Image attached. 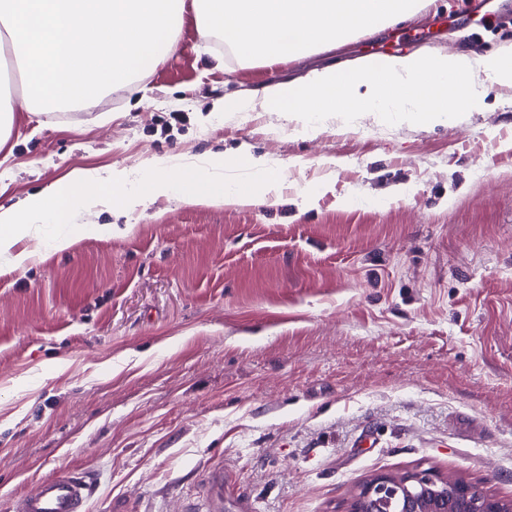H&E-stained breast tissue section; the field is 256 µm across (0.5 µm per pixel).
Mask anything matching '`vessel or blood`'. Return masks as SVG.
I'll list each match as a JSON object with an SVG mask.
<instances>
[{
  "instance_id": "vessel-or-blood-1",
  "label": "vessel or blood",
  "mask_w": 512,
  "mask_h": 512,
  "mask_svg": "<svg viewBox=\"0 0 512 512\" xmlns=\"http://www.w3.org/2000/svg\"><path fill=\"white\" fill-rule=\"evenodd\" d=\"M90 492L85 473L68 472L34 485L14 501L12 512H86Z\"/></svg>"
}]
</instances>
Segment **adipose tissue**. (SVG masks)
<instances>
[{"mask_svg":"<svg viewBox=\"0 0 512 512\" xmlns=\"http://www.w3.org/2000/svg\"><path fill=\"white\" fill-rule=\"evenodd\" d=\"M493 84H512V49L485 57L412 53L371 58L350 70L326 67L296 83L272 80L258 103L224 97L219 109L246 112L259 104L271 112L304 116L309 126L327 112L396 113L408 122L428 124L448 112L472 111ZM238 167L248 169L251 180L225 183L224 170ZM284 182L283 171L248 153L214 157L206 167H184L173 174L156 164L135 180L124 169L76 172L21 205L0 208V255L24 265L30 255L15 246L33 225L74 223L110 198L126 209L144 208L172 195L192 205L244 206L279 200Z\"/></svg>","mask_w":512,"mask_h":512,"instance_id":"obj_1","label":"adipose tissue"}]
</instances>
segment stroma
I'll return each mask as SVG.
<instances>
[{"instance_id": "1", "label": "stroma", "mask_w": 512, "mask_h": 512, "mask_svg": "<svg viewBox=\"0 0 512 512\" xmlns=\"http://www.w3.org/2000/svg\"><path fill=\"white\" fill-rule=\"evenodd\" d=\"M502 0H425L375 36L268 70L201 40L76 110L34 114L11 80L0 206L75 171L179 167L248 147L277 203L98 206L0 256V512L80 470L88 512H347L378 474L429 469L512 501V85L434 124L255 109L270 76L370 55L512 47ZM312 196L302 207L303 196ZM111 225V233L92 223Z\"/></svg>"}]
</instances>
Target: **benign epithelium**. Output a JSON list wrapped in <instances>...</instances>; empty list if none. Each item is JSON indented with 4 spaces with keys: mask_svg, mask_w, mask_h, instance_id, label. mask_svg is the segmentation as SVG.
<instances>
[{
    "mask_svg": "<svg viewBox=\"0 0 512 512\" xmlns=\"http://www.w3.org/2000/svg\"><path fill=\"white\" fill-rule=\"evenodd\" d=\"M350 512H512V504L477 494L466 482L450 490L430 470L416 469L399 485L387 474L371 478L355 493Z\"/></svg>",
    "mask_w": 512,
    "mask_h": 512,
    "instance_id": "1",
    "label": "benign epithelium"
}]
</instances>
